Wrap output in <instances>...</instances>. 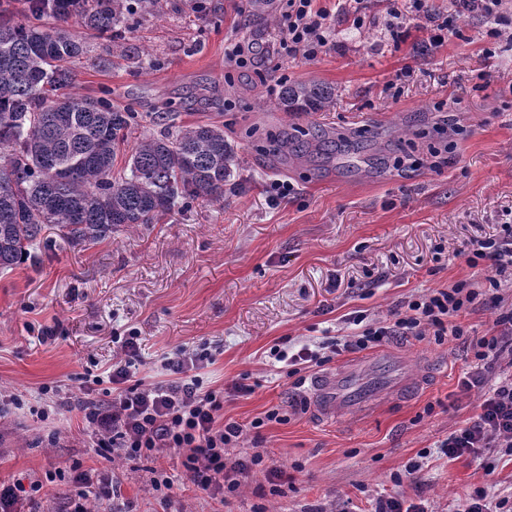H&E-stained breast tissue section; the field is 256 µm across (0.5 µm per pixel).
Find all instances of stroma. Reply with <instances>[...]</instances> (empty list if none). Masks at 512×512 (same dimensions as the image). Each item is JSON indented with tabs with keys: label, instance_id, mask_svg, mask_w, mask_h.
Returning <instances> with one entry per match:
<instances>
[{
	"label": "stroma",
	"instance_id": "1",
	"mask_svg": "<svg viewBox=\"0 0 512 512\" xmlns=\"http://www.w3.org/2000/svg\"><path fill=\"white\" fill-rule=\"evenodd\" d=\"M388 7L368 0L370 22L360 29L336 11L329 48L288 61L275 52L277 0H252L243 14L235 0H154L119 42L74 28L89 51L75 64L73 93L104 90L121 109L223 125L237 148L236 186L221 201L174 208L160 223L128 224L97 243L46 230L32 259L0 272V386L31 400L48 385L79 400L83 376L110 370L113 338L133 333L135 379L169 380L163 355L206 342L214 362L199 371L204 386L244 376L257 384L225 400V417L247 424L274 405L288 415L234 449L237 457L261 449L265 464L224 503L190 481L172 451L164 465L178 480L167 504L151 490L153 461L123 460L112 512H373L382 496L453 512L474 486L512 506V457L495 449L478 463L439 450L477 402L457 388L475 364L463 341L395 336L336 357L323 373L356 365L358 398L328 422L309 385L268 356L282 342L350 334L352 314L386 318L409 296L470 278L462 250L512 223V49L485 57L486 19L475 11L419 54L426 31L394 43ZM238 42L252 43L256 65L225 61ZM146 53L155 66L143 65ZM310 82L335 89L332 111L278 107L282 84ZM285 128L388 140L394 156L417 165L371 169L357 155L284 165L267 137ZM277 179L289 183L287 196L273 197ZM92 441L80 413L59 422L13 411L0 418L8 451L0 482L40 480V512H60L73 485L59 473L98 467ZM411 462L419 468L409 479ZM273 468L288 477L285 495L270 491Z\"/></svg>",
	"mask_w": 512,
	"mask_h": 512
}]
</instances>
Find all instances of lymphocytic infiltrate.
<instances>
[{
	"mask_svg": "<svg viewBox=\"0 0 512 512\" xmlns=\"http://www.w3.org/2000/svg\"><path fill=\"white\" fill-rule=\"evenodd\" d=\"M503 0H453L456 14L480 11L488 20L484 39L488 47H496L512 29V18L502 10ZM286 24L279 31V44L290 55L314 57L326 48L332 34L331 14L316 7L315 0H285L282 13ZM425 21L430 27L429 42L440 46L448 32L447 22L433 13L429 0H394L386 28L392 38L402 39L415 21ZM469 268L489 266L488 288H479L476 280L456 281L445 288H432L403 301L401 310L392 318L364 323L362 316H352L358 330L344 338L326 342L324 348L302 345L297 351L273 345L269 355L275 361L287 363L291 374L323 366L331 358L344 353L373 349L393 336H412L418 339L431 336L436 342L461 339L467 331L461 324L462 314L479 296L500 307L502 283L512 282V225L503 224L495 238L476 239L466 254ZM494 324L496 333L477 338L470 348L476 363L471 371L458 381L462 394L480 390L481 399L472 418L443 441L440 448L449 458L470 456L480 459L487 450L506 449L512 454V374L500 377L498 382L488 378L491 356L497 355L505 337L512 335V310L501 311ZM140 360L136 336L119 338L108 376L92 378L99 396L71 402L69 398H51L50 387L40 393L46 401L39 410L40 417L61 410L84 412L86 421L95 428L96 446L100 457L109 463L119 459L149 458L159 460L169 449L178 451L181 464L194 483L203 491L235 493L243 478L264 456L253 453L248 458L234 459L232 448L238 447L248 429H259L271 423H286L287 417L279 407H271L255 418L251 425H243L224 417V397L248 396L253 385L234 382L228 391L204 388L196 376V369L212 362L213 354L207 344L193 347L179 346L164 359V367L172 373L169 381L144 383L133 380L131 369ZM75 492L64 512H89V487H96L99 502H110L115 491L111 471L93 474L83 472L73 479Z\"/></svg>",
	"mask_w": 512,
	"mask_h": 512,
	"instance_id": "f902f5d3",
	"label": "lymphocytic infiltrate"
}]
</instances>
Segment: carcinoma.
Segmentation results:
<instances>
[{"label":"carcinoma","instance_id":"carcinoma-1","mask_svg":"<svg viewBox=\"0 0 512 512\" xmlns=\"http://www.w3.org/2000/svg\"><path fill=\"white\" fill-rule=\"evenodd\" d=\"M141 19L137 0H23L20 11L0 10L1 272L30 258L49 225L73 243L98 242L124 224H157L177 205L224 198L238 162L224 127L170 129V113L154 112L150 122L163 132L134 138L144 116L112 108L105 93L51 97L73 84L65 63L87 52L70 26L112 40ZM335 103V90L318 83L285 84L278 99L285 112H323ZM271 147L289 161L360 143L284 130Z\"/></svg>","mask_w":512,"mask_h":512}]
</instances>
